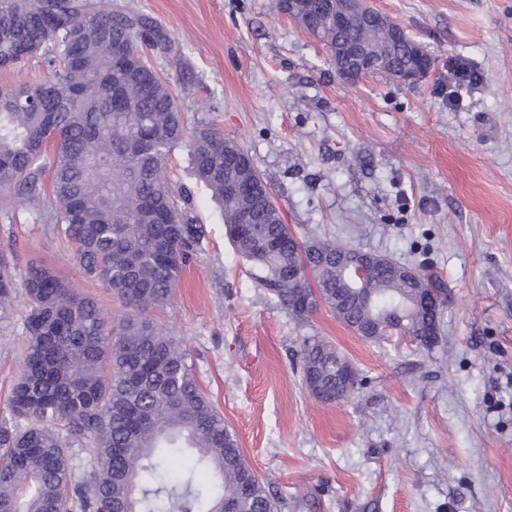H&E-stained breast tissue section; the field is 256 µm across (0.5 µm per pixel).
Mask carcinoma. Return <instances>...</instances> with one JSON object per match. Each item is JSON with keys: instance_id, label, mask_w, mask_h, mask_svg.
Returning <instances> with one entry per match:
<instances>
[{"instance_id": "cac0c4a2", "label": "carcinoma", "mask_w": 512, "mask_h": 512, "mask_svg": "<svg viewBox=\"0 0 512 512\" xmlns=\"http://www.w3.org/2000/svg\"><path fill=\"white\" fill-rule=\"evenodd\" d=\"M396 26L389 17L378 30L358 21L341 26L331 6L302 28L333 50L364 43L377 72L388 76L418 56L411 40H390ZM167 43L149 19L106 10L98 0H0V68L41 52L53 72L52 80L29 85L37 91L30 98L0 86V185L34 202L37 181L52 172L56 231L75 247L83 273L115 289L131 310L111 326L95 295L49 265L27 267L23 368L9 415L0 418V512H276L185 352L148 316L170 299L202 233L170 187L169 161L179 146L257 286L296 320L309 317L298 303L312 281L320 301L354 332L370 319L355 303L367 292L375 310L399 309L401 335L417 346L439 341L441 316L419 318L407 303L435 284L417 272L394 286L392 267H408L388 257L359 288L316 266L311 280L288 281L296 250L311 257L343 246L318 236L288 246L293 232L249 153L209 124L186 125L178 96L146 55ZM230 183L249 184L252 193L231 194ZM244 210L256 216L248 235L236 224ZM14 288L10 261L0 254L1 309ZM301 355L303 375L333 388L336 347L306 339ZM75 444L90 455L75 460ZM174 455L182 458L177 469L166 464Z\"/></svg>"}]
</instances>
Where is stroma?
Masks as SVG:
<instances>
[{"label":"stroma","mask_w":512,"mask_h":512,"mask_svg":"<svg viewBox=\"0 0 512 512\" xmlns=\"http://www.w3.org/2000/svg\"><path fill=\"white\" fill-rule=\"evenodd\" d=\"M157 23L152 54L191 124L252 155L294 233L420 267L446 294L441 339H362L327 308L295 320L255 287L185 148L179 207L203 233L153 318L269 485L278 512H512V0H373L436 58L419 82L336 74L323 42L271 0H103ZM463 58L481 74L452 88ZM26 197L0 188V252L16 274L53 265L95 294L108 323L127 309L85 278L55 230L49 174ZM25 296L0 314V415L26 348ZM358 373L340 403L302 382L305 338Z\"/></svg>","instance_id":"1"}]
</instances>
